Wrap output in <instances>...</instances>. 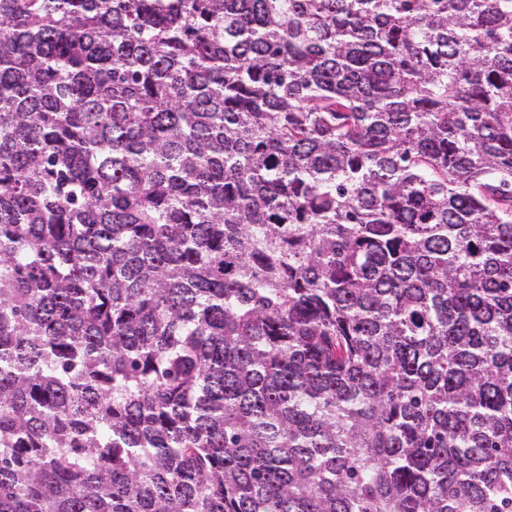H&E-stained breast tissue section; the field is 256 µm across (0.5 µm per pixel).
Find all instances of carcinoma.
Instances as JSON below:
<instances>
[{
    "label": "carcinoma",
    "mask_w": 512,
    "mask_h": 512,
    "mask_svg": "<svg viewBox=\"0 0 512 512\" xmlns=\"http://www.w3.org/2000/svg\"><path fill=\"white\" fill-rule=\"evenodd\" d=\"M0 512H512V0H0Z\"/></svg>",
    "instance_id": "carcinoma-1"
}]
</instances>
